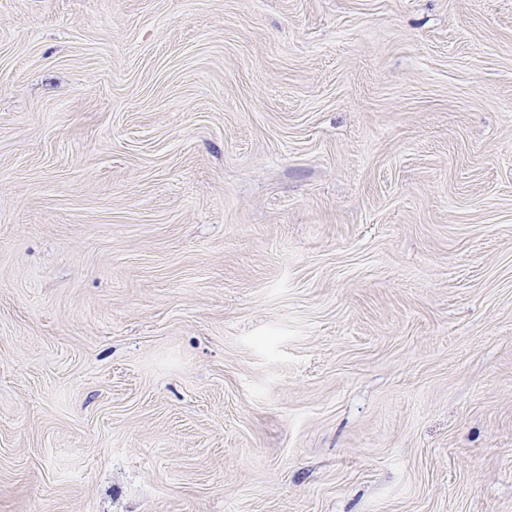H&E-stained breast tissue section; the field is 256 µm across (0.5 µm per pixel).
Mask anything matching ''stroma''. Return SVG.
<instances>
[{
  "mask_svg": "<svg viewBox=\"0 0 512 512\" xmlns=\"http://www.w3.org/2000/svg\"><path fill=\"white\" fill-rule=\"evenodd\" d=\"M0 512H512V0H0Z\"/></svg>",
  "mask_w": 512,
  "mask_h": 512,
  "instance_id": "1",
  "label": "stroma"
}]
</instances>
